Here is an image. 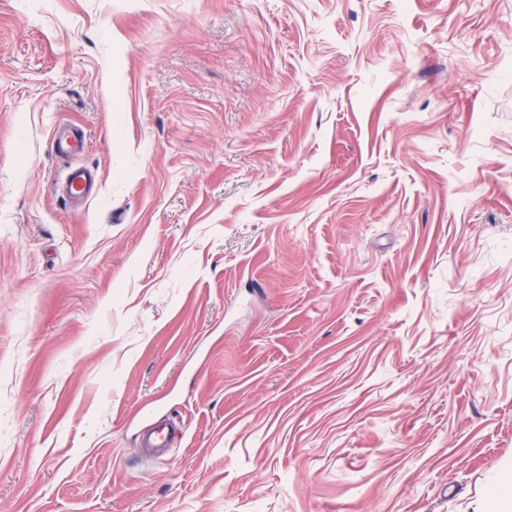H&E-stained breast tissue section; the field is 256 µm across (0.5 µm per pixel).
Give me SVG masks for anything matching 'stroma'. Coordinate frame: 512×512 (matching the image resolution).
Returning <instances> with one entry per match:
<instances>
[{
    "label": "stroma",
    "mask_w": 512,
    "mask_h": 512,
    "mask_svg": "<svg viewBox=\"0 0 512 512\" xmlns=\"http://www.w3.org/2000/svg\"><path fill=\"white\" fill-rule=\"evenodd\" d=\"M508 472L512 0H0V512H495ZM86 135L83 129L67 127L55 134L51 140V153L66 159L80 154L85 145ZM100 181L97 168L70 165L55 186V193L73 206H79L95 190ZM174 438L173 426L169 423H161L142 434L141 445L149 453L160 458L169 452Z\"/></svg>",
    "instance_id": "35a3bbf8"
}]
</instances>
